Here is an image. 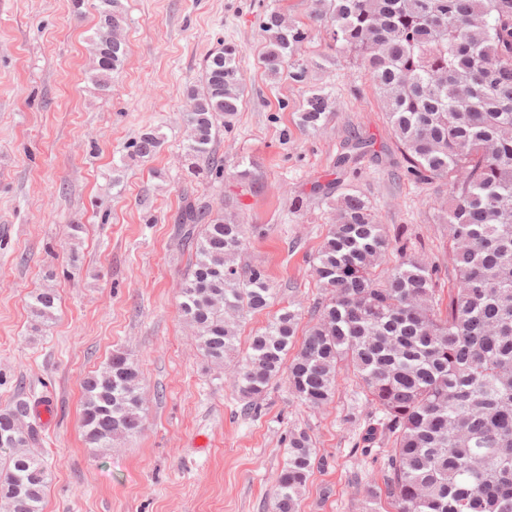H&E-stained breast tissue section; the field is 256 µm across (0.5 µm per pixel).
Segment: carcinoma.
Listing matches in <instances>:
<instances>
[{
    "instance_id": "1",
    "label": "carcinoma",
    "mask_w": 512,
    "mask_h": 512,
    "mask_svg": "<svg viewBox=\"0 0 512 512\" xmlns=\"http://www.w3.org/2000/svg\"><path fill=\"white\" fill-rule=\"evenodd\" d=\"M92 80L105 92L124 61L121 0H100ZM310 18L329 27L337 48L370 77L407 173L419 184L448 180V274L415 246L398 244L361 195L342 197L317 254L324 297L297 340L299 314L286 307L251 336L232 385L249 402L287 372L289 391L310 408L336 393L342 366L353 368L370 409L361 453L376 442L382 482L366 491L361 512H512V0H312ZM261 62L271 75L290 64L309 37L272 11L262 21ZM239 50L219 43L204 61L200 85L182 113L186 153L221 172L210 147L230 128L245 84ZM332 105L316 90L300 125L317 127ZM161 140L147 132L132 145L153 156ZM191 249L181 310L213 364L237 350V317L274 302L266 272L238 263L242 225L190 201L173 217ZM52 291L28 304L32 328L57 319ZM81 426L91 450L139 434L140 372L122 351L83 379ZM23 396L0 408V501L11 512H43L49 472L28 451L40 440L26 421ZM272 512H300L313 470L312 439L288 435Z\"/></svg>"
}]
</instances>
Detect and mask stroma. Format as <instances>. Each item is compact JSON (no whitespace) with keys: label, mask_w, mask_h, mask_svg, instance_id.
I'll return each instance as SVG.
<instances>
[{"label":"stroma","mask_w":512,"mask_h":512,"mask_svg":"<svg viewBox=\"0 0 512 512\" xmlns=\"http://www.w3.org/2000/svg\"><path fill=\"white\" fill-rule=\"evenodd\" d=\"M99 0H0V407L20 392L54 400L35 453L48 465L44 512H271L290 431L311 436L314 469L301 512H359L380 479L355 452L366 424L342 370L333 401L310 409L275 381L255 409L233 390V359L207 362L180 313L189 253L173 217L184 198L243 225L241 259L262 266L275 292L249 315L239 349L287 306L310 320L323 290L315 257L346 187L374 207L390 237L442 262L448 192L416 184L365 73L322 28L295 55L304 81L259 62L264 13L306 24L310 0H122L126 57L103 92L90 78ZM241 49L244 100L216 155L246 182L195 175L179 119L187 91L219 42ZM333 104L315 128L298 125L311 89ZM163 140L132 156L142 132ZM372 142L355 169L335 162L351 131ZM83 225L79 240L68 227ZM54 289L58 319L30 328L33 292ZM122 351L142 373L140 435L91 452L80 429L81 382Z\"/></svg>","instance_id":"stroma-1"}]
</instances>
